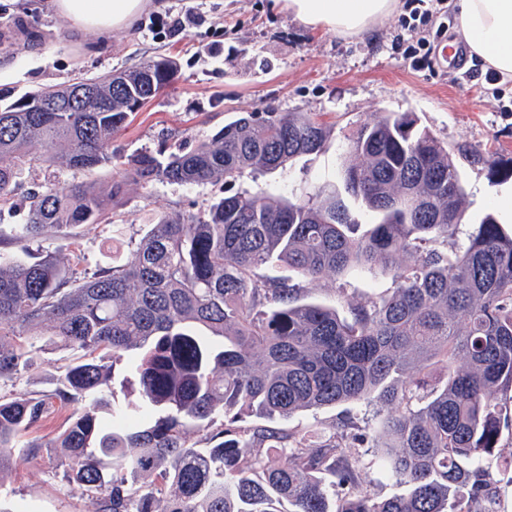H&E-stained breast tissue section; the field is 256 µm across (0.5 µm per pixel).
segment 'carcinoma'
Masks as SVG:
<instances>
[{"label": "carcinoma", "mask_w": 512, "mask_h": 512, "mask_svg": "<svg viewBox=\"0 0 512 512\" xmlns=\"http://www.w3.org/2000/svg\"><path fill=\"white\" fill-rule=\"evenodd\" d=\"M177 73L158 56L91 79L95 96L78 97L77 82L0 92V214L12 210L20 163L92 175L111 162L131 104ZM47 95L63 111H10ZM328 134L309 112H243L188 150L131 157L108 196L93 181L38 186L24 222L0 229V379L29 366L45 322L52 343L80 353L55 393L72 407L68 426L47 447L61 453V479L99 512H499L492 457L512 416L494 392L512 387V230L489 216L448 252L464 213L461 177L413 113L386 112L347 143L345 189L373 218L362 237L339 193L322 187L295 201L235 193L199 217L160 213L129 241L133 261L79 282L51 253L30 262L13 251L98 223L128 180L193 185L285 171ZM409 251L416 259L404 265ZM274 264L311 281L381 273L394 288L346 317L300 301L288 277L261 275ZM371 399L390 407L374 447L411 486L407 496L360 492L356 449L367 435L350 421L318 436L256 422ZM45 406L0 400V469L27 455L21 433Z\"/></svg>", "instance_id": "obj_1"}]
</instances>
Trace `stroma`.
<instances>
[{
    "instance_id": "obj_1",
    "label": "stroma",
    "mask_w": 512,
    "mask_h": 512,
    "mask_svg": "<svg viewBox=\"0 0 512 512\" xmlns=\"http://www.w3.org/2000/svg\"><path fill=\"white\" fill-rule=\"evenodd\" d=\"M272 0H167L164 12L144 13L134 29L113 33L100 55L88 57L77 46L68 22L46 6V0H0V89L20 95L48 85L69 83L123 71L152 57L166 55L178 64L175 81L112 137V163L96 172V186L109 194L123 164L141 152H157L210 137L242 112L272 105L284 112H310L331 129L323 148L298 158L290 171L244 175L232 183L180 185L155 181L127 182L122 200L105 219L78 228L75 238L50 234L37 242L79 273H93L118 261L130 262L131 248L113 251L114 227L138 237L159 213L200 214L217 198L234 193L266 192L273 197L305 196L318 187L340 183L342 147L364 123L385 112H411L420 127L447 145L465 191V216L449 246L465 243L474 224L493 216L512 227V178L490 175L473 162L474 152L512 160V81L501 96L486 91L484 72L468 64L463 70L436 64L417 71L399 61L393 38L398 19L364 37L340 38L329 31H310L272 9ZM207 21L171 36L159 24L161 15L188 8ZM84 173L37 161L22 165L12 211L0 222H23L26 195L38 185L67 186L85 181ZM299 297L348 314L351 305L388 294L387 275L350 274L337 279L300 280ZM73 351L44 346L17 378L0 380V397L51 395ZM388 409L379 402L341 404L273 419L275 427L319 433L345 419L375 429ZM70 408L52 402L40 422L25 432L28 457L6 466L0 475V512H99L95 499L80 495L58 474L60 457L48 442L64 428Z\"/></svg>"
}]
</instances>
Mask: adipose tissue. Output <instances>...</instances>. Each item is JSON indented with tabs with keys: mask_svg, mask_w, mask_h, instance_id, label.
I'll return each mask as SVG.
<instances>
[{
	"mask_svg": "<svg viewBox=\"0 0 512 512\" xmlns=\"http://www.w3.org/2000/svg\"><path fill=\"white\" fill-rule=\"evenodd\" d=\"M52 10L82 36L92 51L119 30L130 29L146 11L164 9L163 0H50ZM274 6L311 31L360 37L382 26L397 10L398 0H274ZM456 32L470 56L512 81V0H451Z\"/></svg>",
	"mask_w": 512,
	"mask_h": 512,
	"instance_id": "obj_1",
	"label": "adipose tissue"
}]
</instances>
